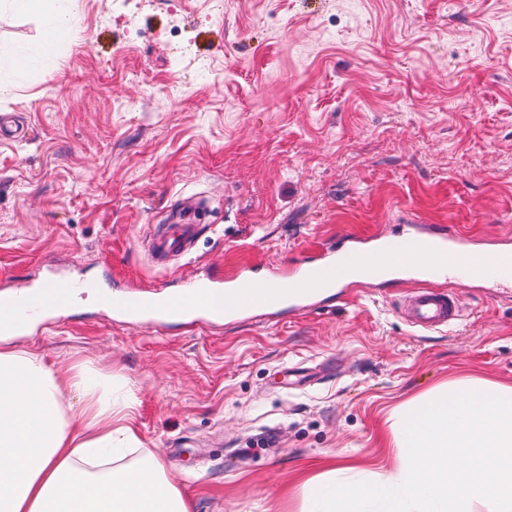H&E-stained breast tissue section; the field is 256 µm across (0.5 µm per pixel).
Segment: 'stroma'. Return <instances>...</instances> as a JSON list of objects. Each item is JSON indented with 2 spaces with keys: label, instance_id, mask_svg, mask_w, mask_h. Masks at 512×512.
Instances as JSON below:
<instances>
[{
  "label": "stroma",
  "instance_id": "35a3bbf8",
  "mask_svg": "<svg viewBox=\"0 0 512 512\" xmlns=\"http://www.w3.org/2000/svg\"><path fill=\"white\" fill-rule=\"evenodd\" d=\"M72 0L74 33L0 11V284L91 282L15 346L112 372L143 451L194 512H298L304 482L385 480L393 411L449 379L512 385V289L464 288L452 327L411 282L231 324L112 319L95 289L257 275L323 244L457 224L512 237V0ZM202 199L191 257L149 233Z\"/></svg>",
  "mask_w": 512,
  "mask_h": 512
}]
</instances>
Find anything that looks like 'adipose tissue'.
Listing matches in <instances>:
<instances>
[{
    "label": "adipose tissue",
    "mask_w": 512,
    "mask_h": 512,
    "mask_svg": "<svg viewBox=\"0 0 512 512\" xmlns=\"http://www.w3.org/2000/svg\"><path fill=\"white\" fill-rule=\"evenodd\" d=\"M71 33L67 0H0ZM79 406H72V399ZM125 384L79 361L67 376L24 348H0V512H193L140 444Z\"/></svg>",
    "instance_id": "1"
}]
</instances>
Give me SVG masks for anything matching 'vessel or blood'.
<instances>
[{
  "label": "vessel or blood",
  "instance_id": "b4317fda",
  "mask_svg": "<svg viewBox=\"0 0 512 512\" xmlns=\"http://www.w3.org/2000/svg\"><path fill=\"white\" fill-rule=\"evenodd\" d=\"M197 232L196 222L187 215L179 223L166 226L152 238L153 258L162 262L171 256L189 255ZM388 246L402 258L405 277L418 284L403 303L414 328L433 330L458 320L457 295L439 285V278L455 280L462 288L512 287V242L507 240L479 247L459 225L441 224L426 232L390 238ZM354 269L366 277H376L380 270L379 251L361 240L350 248L329 246L319 258L281 271V278L287 281L282 288L258 285L239 270L226 283L192 278L185 288L174 292H112L104 295L102 302L113 316L135 325L164 316L218 323L283 305L296 311L310 309L329 289L351 288L348 274ZM84 286L82 280L53 275L41 282L40 294L26 289L0 294V335H14L41 321L50 310L71 303Z\"/></svg>",
  "mask_w": 512,
  "mask_h": 512
}]
</instances>
